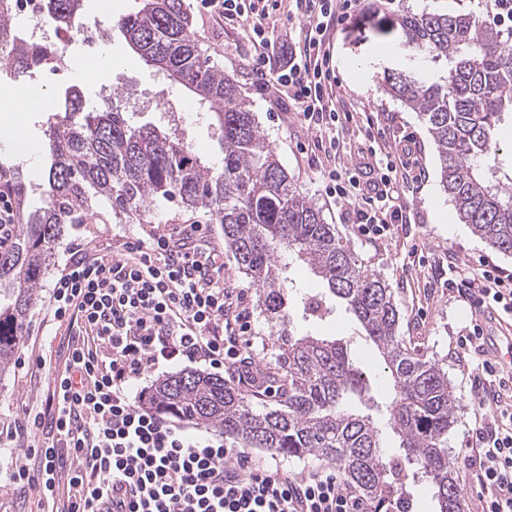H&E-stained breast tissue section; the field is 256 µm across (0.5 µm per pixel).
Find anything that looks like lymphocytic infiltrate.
Segmentation results:
<instances>
[{"mask_svg": "<svg viewBox=\"0 0 512 512\" xmlns=\"http://www.w3.org/2000/svg\"><path fill=\"white\" fill-rule=\"evenodd\" d=\"M283 8L298 19L297 34L276 32L272 17ZM198 9L217 22H247L253 72L288 101L315 148L335 152L353 113L336 95L332 41L365 13L363 0H198ZM401 151L399 163L371 146L353 167L319 171L341 218L367 238L404 220L400 199L416 159L411 145ZM461 285L463 297L512 316V274L494 262L481 260ZM45 321L65 327L64 356L41 407L23 410L5 432L24 450L10 483L36 492L38 512H372L331 470L288 475L144 407L137 385L164 362L234 368L243 383L254 375L243 352L250 317L225 287L224 253L204 225L152 232L117 251L71 243ZM464 459L482 512H512V406L480 418Z\"/></svg>", "mask_w": 512, "mask_h": 512, "instance_id": "obj_1", "label": "lymphocytic infiltrate"}]
</instances>
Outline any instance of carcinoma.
Instances as JSON below:
<instances>
[{"label":"carcinoma","instance_id":"obj_1","mask_svg":"<svg viewBox=\"0 0 512 512\" xmlns=\"http://www.w3.org/2000/svg\"><path fill=\"white\" fill-rule=\"evenodd\" d=\"M83 2L48 0V22H74ZM114 26L145 62L208 107L222 134L224 166L215 170L165 129L130 123L118 104L90 111L81 88L65 89L60 117L44 132L50 164L40 204H32L22 165L0 161V190L11 193L20 221L0 249V377L15 363L35 292L69 227L86 223L99 203L115 216L139 218L150 204L175 200L211 213L238 269L262 290V313L283 352L259 373L256 388L274 386L279 399L274 407L256 405L220 376L182 370L156 381L147 406L219 427L249 448L318 456L374 512H410L409 486L420 481L436 512H462L448 458L458 403L448 373L404 346L386 280L288 177L236 80L198 45L186 0H136L130 13L106 23L107 31ZM392 29L408 58L384 70L383 91L420 113L461 222L492 249L512 254V167L500 160V125L512 117V43L472 14L416 12L401 2ZM4 57L21 71L60 60L55 46L34 51L19 35ZM283 253L309 266L377 348L390 372L378 394H369L348 342L291 331ZM380 421L397 447L382 448Z\"/></svg>","mask_w":512,"mask_h":512}]
</instances>
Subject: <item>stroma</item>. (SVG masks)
Returning <instances> with one entry per match:
<instances>
[{"label":"stroma","mask_w":512,"mask_h":512,"mask_svg":"<svg viewBox=\"0 0 512 512\" xmlns=\"http://www.w3.org/2000/svg\"><path fill=\"white\" fill-rule=\"evenodd\" d=\"M377 5V11L359 17L335 35L334 64L340 81L337 93L354 103L357 111L354 121L343 129L344 145L335 164L348 165L351 155L368 146L366 119L384 114L390 125L383 140L385 147L413 137L426 178L414 197L409 221L391 225L387 235L376 240L363 237L356 225L341 223L336 207L325 201L323 184L311 166V154L300 153L298 149L309 137L286 101L257 87L248 64L249 48L241 26H222L197 14L193 17V30L213 63L233 77L251 101L261 131L300 191L320 206L327 223L337 225L369 268L381 274L389 284L401 312L400 336L406 345L439 361L447 371L458 399L454 424L448 433V456L458 479L463 512H481V490L472 469L463 460L465 446L477 423L479 392L473 385V370L478 356L461 352L458 347L459 338L468 335L472 327L473 303L449 287L448 261L454 258L472 268L477 259L485 257L512 272V256L495 252L468 225L458 222L454 207L440 185L438 154L419 113L381 91L379 81L383 69L399 67L402 59L392 53L383 56L376 53L377 48L390 46L396 40L389 23L392 0H377ZM106 48L118 63L103 70L92 87L87 86L81 76L82 48L72 49L68 59V85L82 87L89 104L101 109L106 106L99 94L101 88L109 87L122 93L121 105L131 122L138 125L161 126L171 115H179L178 130L191 142L194 151L211 161H221L219 133L206 107L171 87L129 47L120 31L112 32ZM57 96L54 90L46 93L40 111L10 113L11 134L8 139L0 140V155L20 157L26 180L36 197L42 192L47 167V155L39 151L38 146L44 142V130L57 111ZM196 222L209 225L215 243L223 244L224 233L210 213L174 202L156 203L153 214L142 221L115 219L105 223L93 215L87 223L70 228L67 237L83 243H100L115 234L142 235L147 223L165 231L178 224ZM289 276L293 287L288 292V311L295 334L348 339L357 365L371 379L386 381L383 360L344 308H337L326 322L304 311L302 297L322 292L310 270L294 262L290 265ZM224 281L241 293L244 306L253 316L246 356L260 369L275 365L281 349L260 311V293L239 272L234 255L229 251L224 254ZM47 297V288H39L29 321L30 343L19 350L17 365L0 381V426L13 422L23 408L40 404L49 370L58 358L60 338L43 335L40 325ZM34 341L41 345L40 353L45 361L41 369L32 362L30 344Z\"/></svg>","instance_id":"obj_1"}]
</instances>
